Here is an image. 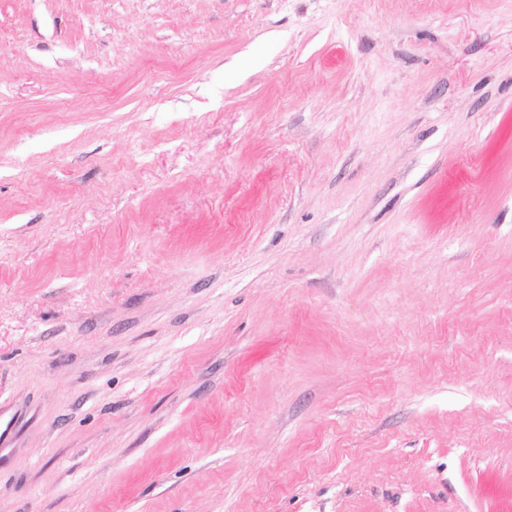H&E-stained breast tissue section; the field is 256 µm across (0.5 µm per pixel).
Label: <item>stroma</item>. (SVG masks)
<instances>
[{
  "instance_id": "1",
  "label": "stroma",
  "mask_w": 512,
  "mask_h": 512,
  "mask_svg": "<svg viewBox=\"0 0 512 512\" xmlns=\"http://www.w3.org/2000/svg\"><path fill=\"white\" fill-rule=\"evenodd\" d=\"M0 512H512V0H0Z\"/></svg>"
}]
</instances>
